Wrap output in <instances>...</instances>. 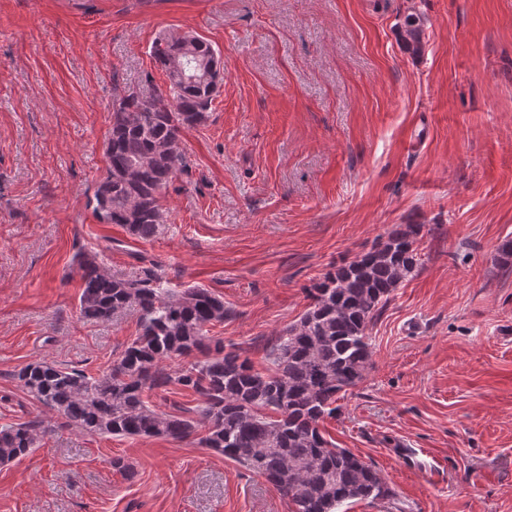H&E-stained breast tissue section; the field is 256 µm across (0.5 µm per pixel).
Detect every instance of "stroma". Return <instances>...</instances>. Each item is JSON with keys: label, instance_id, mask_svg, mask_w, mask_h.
<instances>
[{"label": "stroma", "instance_id": "1", "mask_svg": "<svg viewBox=\"0 0 512 512\" xmlns=\"http://www.w3.org/2000/svg\"><path fill=\"white\" fill-rule=\"evenodd\" d=\"M424 20V49L400 36ZM178 30L221 51L224 82L184 129L169 223L135 240L88 200L112 103L165 76ZM400 224L423 264L368 328L373 367L320 428L390 495L348 512H512V0H0V426L43 418L17 379L46 357L95 374L133 310L80 317L74 257L158 264L232 314L214 333L255 367L331 266ZM123 460V475L112 466ZM0 512H292L210 449L62 428L0 464ZM422 23L418 16L410 14L406 17L402 38L407 48L414 54H420L423 50Z\"/></svg>", "mask_w": 512, "mask_h": 512}]
</instances>
